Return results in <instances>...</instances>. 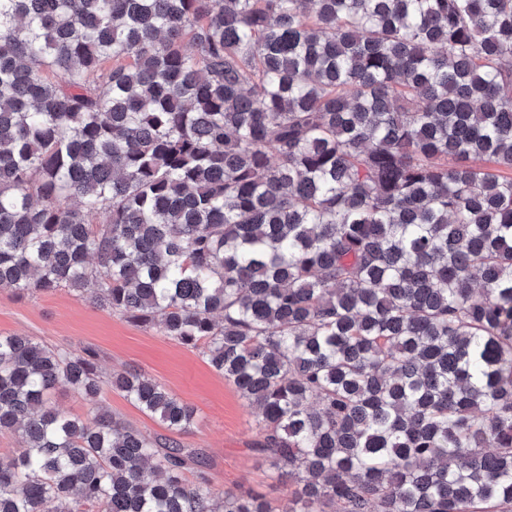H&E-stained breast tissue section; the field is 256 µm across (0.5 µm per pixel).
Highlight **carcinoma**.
Returning a JSON list of instances; mask_svg holds the SVG:
<instances>
[{"instance_id": "1", "label": "carcinoma", "mask_w": 512, "mask_h": 512, "mask_svg": "<svg viewBox=\"0 0 512 512\" xmlns=\"http://www.w3.org/2000/svg\"><path fill=\"white\" fill-rule=\"evenodd\" d=\"M199 348L288 487L216 499L194 410L0 335V512H512V0H0V288Z\"/></svg>"}]
</instances>
